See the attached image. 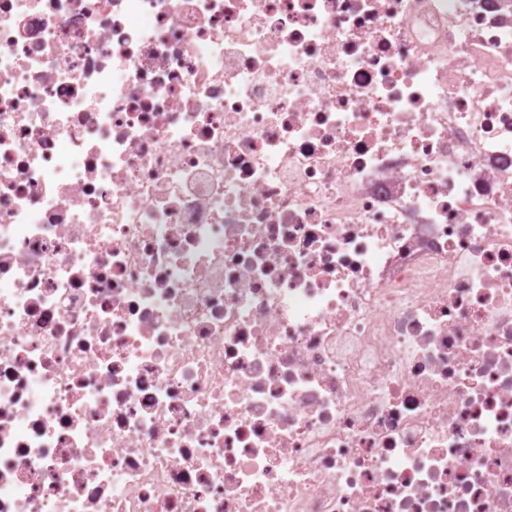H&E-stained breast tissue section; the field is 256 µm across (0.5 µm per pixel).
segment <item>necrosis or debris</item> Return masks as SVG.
<instances>
[{
	"mask_svg": "<svg viewBox=\"0 0 512 512\" xmlns=\"http://www.w3.org/2000/svg\"><path fill=\"white\" fill-rule=\"evenodd\" d=\"M0 512H512V0H0Z\"/></svg>",
	"mask_w": 512,
	"mask_h": 512,
	"instance_id": "1",
	"label": "necrosis or debris"
}]
</instances>
